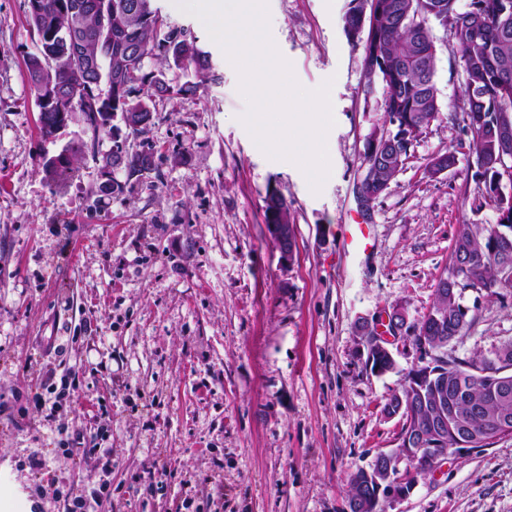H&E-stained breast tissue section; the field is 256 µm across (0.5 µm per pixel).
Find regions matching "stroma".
<instances>
[{"label": "stroma", "instance_id": "1", "mask_svg": "<svg viewBox=\"0 0 512 512\" xmlns=\"http://www.w3.org/2000/svg\"><path fill=\"white\" fill-rule=\"evenodd\" d=\"M154 5L197 36L215 80L158 100L140 135H98L78 117L47 140L27 0H0V512H65L68 490L98 487L105 512H343L349 473L397 447L401 421L382 407L420 360L402 338L394 370L371 374L358 324L397 308L417 325L456 224L497 220L472 208L469 137L449 118L463 96L453 36L434 29L442 113L366 214L361 154L387 121L361 92L352 0H268L298 84L333 83L336 173L317 193L258 149L238 73L202 21ZM92 141L153 152L156 169H114L122 193L98 199L101 172L79 148ZM68 146L74 175L57 188L43 162ZM449 151L456 166L428 173ZM272 188L294 226L288 260L265 223ZM354 219L370 227L363 255L346 247ZM462 303L470 328L449 353L492 357L512 339V288ZM58 390L68 402L53 415ZM386 512H512V437L450 456Z\"/></svg>", "mask_w": 512, "mask_h": 512}]
</instances>
